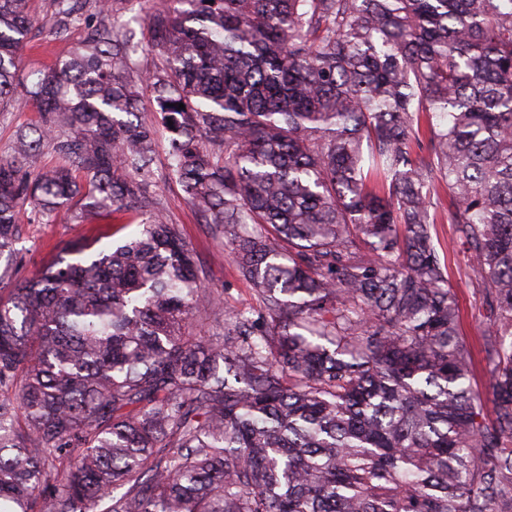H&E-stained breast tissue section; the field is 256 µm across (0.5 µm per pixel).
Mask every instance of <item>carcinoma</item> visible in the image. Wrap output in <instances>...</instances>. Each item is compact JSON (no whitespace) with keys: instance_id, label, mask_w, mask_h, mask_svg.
<instances>
[{"instance_id":"1","label":"carcinoma","mask_w":512,"mask_h":512,"mask_svg":"<svg viewBox=\"0 0 512 512\" xmlns=\"http://www.w3.org/2000/svg\"><path fill=\"white\" fill-rule=\"evenodd\" d=\"M82 2L40 22L0 0V112L40 113L0 159V258L27 203L139 232L0 271V512H512V0H171L144 76L96 0L16 99L33 29ZM147 94L248 307L146 192ZM442 190L489 399L431 233Z\"/></svg>"}]
</instances>
